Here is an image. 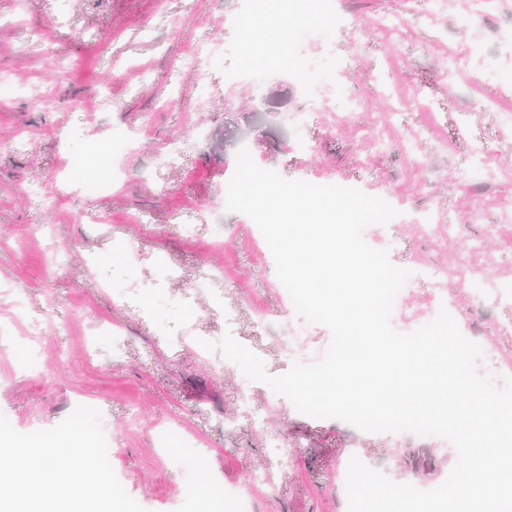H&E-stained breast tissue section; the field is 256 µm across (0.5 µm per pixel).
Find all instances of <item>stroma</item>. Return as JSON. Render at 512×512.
Returning <instances> with one entry per match:
<instances>
[{
  "label": "stroma",
  "instance_id": "1",
  "mask_svg": "<svg viewBox=\"0 0 512 512\" xmlns=\"http://www.w3.org/2000/svg\"><path fill=\"white\" fill-rule=\"evenodd\" d=\"M335 2L339 23L299 50L314 89L281 65L285 32L257 60L248 32L227 27L260 0H0V76L12 87L0 95V414L30 433L76 406L99 410L115 474L146 512H224L205 493L213 482L250 512H344L352 456L432 489L457 463L436 437L301 414L201 347L232 331L279 375L321 360L331 341L289 309L256 224L224 209L236 166L224 121L270 90L288 102L243 138L255 163L388 200L396 217L366 242L396 267L438 274L396 296L392 326L417 330L451 296L488 348L478 373L505 384L493 365L512 356V306L478 299L454 269L467 258L487 290L512 283V65L497 41L512 12L493 7L462 30L454 21L475 0ZM212 50L207 73L184 68ZM473 51L494 72L479 87ZM452 55L463 63L450 73ZM239 68L245 80L227 78ZM75 166L122 176L89 197L66 182ZM411 449L433 468L406 469ZM201 456L208 471L189 465Z\"/></svg>",
  "mask_w": 512,
  "mask_h": 512
}]
</instances>
